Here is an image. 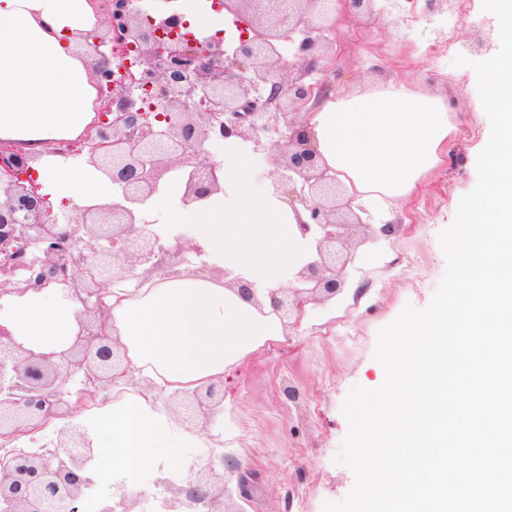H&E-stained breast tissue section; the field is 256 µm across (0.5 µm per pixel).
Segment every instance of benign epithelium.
I'll use <instances>...</instances> for the list:
<instances>
[{
  "instance_id": "1",
  "label": "benign epithelium",
  "mask_w": 512,
  "mask_h": 512,
  "mask_svg": "<svg viewBox=\"0 0 512 512\" xmlns=\"http://www.w3.org/2000/svg\"><path fill=\"white\" fill-rule=\"evenodd\" d=\"M170 2L160 0L159 17L146 23L132 0H107V37L85 36L102 91L98 123L80 148L52 149L98 169L117 201L54 217L33 183L31 158L0 146V290L65 284L94 320L82 325L58 361L24 348L0 324V439L8 443L33 422L46 426L70 415L95 397L90 387L113 381L125 352L106 332L104 288L133 277L138 266L159 272L174 259L191 264L201 255L185 232L166 241L146 233L144 205L169 175L182 177L184 204L220 190L221 162L211 146L232 138L252 143V151L273 166V187L308 212L297 227L301 236H312L316 257L292 275L296 286L280 289V317L345 288L350 258L338 246L361 220L342 183L321 165L300 117L312 94L322 98L332 90L324 64L326 0H217L214 7L232 14L240 31L229 50L218 38L180 36L186 23L168 13ZM282 40L292 56L286 67ZM130 53L136 70L116 78ZM79 372L84 380L72 405L62 387ZM214 392L212 386L205 396L194 395L188 410L209 421L220 404ZM95 453L76 432L60 433L53 449L0 453V512H133L136 505L139 512H183L185 505L224 512L225 487L211 490V465L184 485L158 476L157 493L116 501L98 493L85 475Z\"/></svg>"
}]
</instances>
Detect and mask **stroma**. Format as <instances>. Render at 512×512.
I'll list each match as a JSON object with an SVG mask.
<instances>
[{
	"mask_svg": "<svg viewBox=\"0 0 512 512\" xmlns=\"http://www.w3.org/2000/svg\"><path fill=\"white\" fill-rule=\"evenodd\" d=\"M329 15L328 79L336 90L360 94L395 83L449 98L458 138L447 163L412 196L406 219L394 220L391 235L379 236L373 224L352 228L355 259L346 285L357 301L337 308L329 323L289 328L286 341L252 358L234 385L219 387L240 428L224 446L254 475L245 499H230L235 510L244 504L249 512H322L324 502L352 489L353 473L334 461L348 431L342 403L353 386L380 385L378 331L405 305H429L446 269L438 236L475 187L477 156L490 135L474 70L454 64L460 55L483 58L465 48L489 17L481 6L460 11L446 0H374L359 10L349 0H331ZM411 257L419 267L408 268ZM287 386L297 389L296 401L285 399Z\"/></svg>",
	"mask_w": 512,
	"mask_h": 512,
	"instance_id": "35a3bbf8",
	"label": "stroma"
}]
</instances>
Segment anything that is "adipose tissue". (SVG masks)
Returning a JSON list of instances; mask_svg holds the SVG:
<instances>
[{"mask_svg": "<svg viewBox=\"0 0 512 512\" xmlns=\"http://www.w3.org/2000/svg\"><path fill=\"white\" fill-rule=\"evenodd\" d=\"M100 23L92 0H0V139L32 158L40 193L56 210L113 200L95 167L68 165L50 152L96 118V80L81 37ZM305 122L321 163L359 206L402 209L448 155L444 99L401 85L329 93L309 103ZM220 183L185 205L183 181L170 180L145 204L160 223L192 226L207 271L184 266L106 290L107 331L127 356L116 380L126 398L88 402L74 417L21 436L18 446L51 448L58 432L83 433L98 450L97 483L131 487L158 468L187 467L186 449L206 447L196 430L178 426L159 394L181 397L235 377L267 342L284 340L288 328L271 293L315 255L287 196L255 188L247 145H226ZM228 277L253 283L256 302L226 287ZM81 321L82 306L63 285L0 294V324L36 353L59 358Z\"/></svg>", "mask_w": 512, "mask_h": 512, "instance_id": "obj_1", "label": "adipose tissue"}]
</instances>
